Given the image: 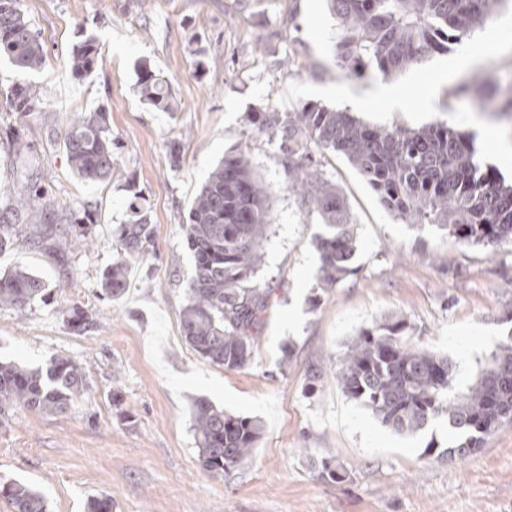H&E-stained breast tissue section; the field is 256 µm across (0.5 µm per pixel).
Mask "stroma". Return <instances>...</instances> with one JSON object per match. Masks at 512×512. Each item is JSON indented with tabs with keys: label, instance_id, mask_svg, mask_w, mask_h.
I'll use <instances>...</instances> for the list:
<instances>
[{
	"label": "stroma",
	"instance_id": "stroma-1",
	"mask_svg": "<svg viewBox=\"0 0 512 512\" xmlns=\"http://www.w3.org/2000/svg\"><path fill=\"white\" fill-rule=\"evenodd\" d=\"M42 42L46 62L23 74L0 59V128L20 126L30 147L0 150V188L36 176L59 215L82 204L95 212L93 241L56 262L16 244L0 251V273L25 268L44 279L50 296L24 309L0 310V360L29 367L65 356L84 369L87 390L70 411L29 410L0 419V482L40 491L49 512H86L108 497L112 512H512V424L466 458L424 455L428 442L455 444L446 419L400 435L346 399L336 363L357 331L390 315L412 327L409 345L466 366L462 392L512 341V243L496 252L456 244L436 226L390 215L345 158L318 154L326 179L343 193L359 240L356 272L312 305L320 264L312 245L320 216L284 185L280 139L255 131L251 118L315 102L377 125L418 129L434 123L472 138L484 164L512 182V163L497 143L512 138L476 111L455 88L476 74L512 78V9L391 78L403 95L387 112L370 95L375 79L343 76L335 67L336 21L326 0H20ZM491 34L490 54L474 51ZM86 36L100 59L90 75L67 60ZM144 61L170 86L175 109L145 105L135 91ZM32 84L41 105L19 118L5 104L10 87ZM106 109L119 144L111 182L75 177L61 134L77 112ZM179 139L171 169L167 143ZM246 148L270 189L266 265L273 293L251 362L227 370L196 353L180 331L184 286L193 260L183 218L225 154ZM154 228L156 257L130 263L116 300L100 288L117 257L113 228L129 215L126 182ZM87 310L89 331H73L66 312ZM294 356L282 362L281 347ZM322 371L308 390V368ZM120 403H113V396ZM204 398L226 412L258 419L263 431L248 461L229 476L199 464L190 407ZM133 413V422L121 410ZM342 465L344 481L322 474Z\"/></svg>",
	"mask_w": 512,
	"mask_h": 512
}]
</instances>
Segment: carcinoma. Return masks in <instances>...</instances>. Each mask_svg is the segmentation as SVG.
<instances>
[{"label":"carcinoma","mask_w":512,"mask_h":512,"mask_svg":"<svg viewBox=\"0 0 512 512\" xmlns=\"http://www.w3.org/2000/svg\"><path fill=\"white\" fill-rule=\"evenodd\" d=\"M508 0H328L337 21L336 69L363 78L387 79L428 57L450 50L485 25ZM24 72L39 70L45 50L20 9L19 0H0V57ZM99 64L96 41L84 39L70 54L69 66L86 76ZM137 89L144 104L171 111L167 85L142 63ZM491 110L512 117V83L497 87ZM9 109L24 118L37 111L30 85L17 83L6 95ZM255 130H278L288 167L286 188L321 217L325 231L314 237L320 266L313 303L355 272L356 225L336 185L322 176L311 147L341 154L378 195L384 208L406 224H434L460 245L491 250L512 242V184L496 170L481 166L466 136L436 123L421 129L370 125L348 111L308 103L296 112H273L253 121ZM0 142L13 154L29 148L19 131L0 129ZM62 142L72 171L85 182L112 180L115 167L106 111L77 113ZM0 207V251L24 234V242L50 252L62 251L55 205L42 185L27 179L4 194ZM68 245L91 239L94 211L84 206L69 216ZM269 233V189L257 178L240 148L224 156L192 201L184 239L193 259L185 284L180 327L201 357L226 369L248 365L254 332L268 308L272 289L258 276ZM118 258L101 282L110 298L122 296L128 264L156 256L154 229L147 213L130 204L128 223L112 230ZM48 292L46 282L21 268L0 275V309H22ZM67 322L76 332L93 326L91 314L74 307ZM407 320L391 316L372 322L352 338L336 367V386L349 400L369 410L397 434H416L447 417L457 441L450 456L465 458L481 447L494 425L512 421V344L494 355L466 391L453 392L454 364L446 356L411 348ZM85 387V371L71 359L53 358L44 367L0 362V416L17 409L65 414ZM201 467L230 475L257 446L262 426L199 399L190 409ZM13 512H48L45 497L21 482L0 485Z\"/></svg>","instance_id":"cac0c4a2"}]
</instances>
